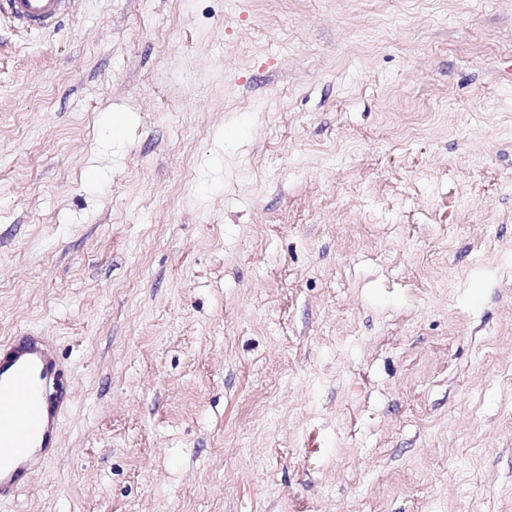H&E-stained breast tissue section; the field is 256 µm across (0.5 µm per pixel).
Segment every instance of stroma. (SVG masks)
I'll use <instances>...</instances> for the list:
<instances>
[{
    "label": "stroma",
    "instance_id": "35a3bbf8",
    "mask_svg": "<svg viewBox=\"0 0 512 512\" xmlns=\"http://www.w3.org/2000/svg\"><path fill=\"white\" fill-rule=\"evenodd\" d=\"M74 399L0 512H512V0L0 15V341Z\"/></svg>",
    "mask_w": 512,
    "mask_h": 512
}]
</instances>
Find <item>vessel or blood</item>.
Instances as JSON below:
<instances>
[{
	"label": "vessel or blood",
	"mask_w": 512,
	"mask_h": 512,
	"mask_svg": "<svg viewBox=\"0 0 512 512\" xmlns=\"http://www.w3.org/2000/svg\"><path fill=\"white\" fill-rule=\"evenodd\" d=\"M70 0H0L22 28L48 30L67 15ZM0 354V501L14 499L31 465L50 459L74 391L52 343L29 332Z\"/></svg>",
	"instance_id": "vessel-or-blood-1"
}]
</instances>
